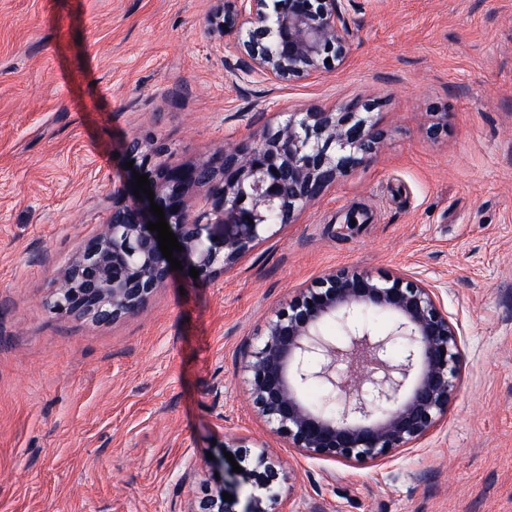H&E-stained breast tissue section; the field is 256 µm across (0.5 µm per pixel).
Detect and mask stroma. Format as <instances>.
I'll list each match as a JSON object with an SVG mask.
<instances>
[{
	"instance_id": "35a3bbf8",
	"label": "stroma",
	"mask_w": 512,
	"mask_h": 512,
	"mask_svg": "<svg viewBox=\"0 0 512 512\" xmlns=\"http://www.w3.org/2000/svg\"><path fill=\"white\" fill-rule=\"evenodd\" d=\"M213 5L0 0V512H191L217 475L242 504L258 488L222 460L242 437L285 512H512V0H354L346 62L280 82L215 46ZM353 102L374 158L223 274L173 271L106 326L50 312L132 138L197 164ZM330 270L424 282L459 327L447 413L378 461L304 454L252 404L245 352Z\"/></svg>"
}]
</instances>
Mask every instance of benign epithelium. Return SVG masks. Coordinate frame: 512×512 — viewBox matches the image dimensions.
I'll list each match as a JSON object with an SVG mask.
<instances>
[{
  "mask_svg": "<svg viewBox=\"0 0 512 512\" xmlns=\"http://www.w3.org/2000/svg\"><path fill=\"white\" fill-rule=\"evenodd\" d=\"M208 34L232 39L243 71L267 80L304 78L342 63L353 18L351 0H214ZM276 126L249 140L224 141L206 162L172 167L160 161L162 145H127L148 175L154 202L164 210L182 246L185 266L212 278L235 262L270 225L291 222L329 186L372 159L382 136L370 106L351 103L338 112L318 108L281 113ZM212 201L192 217L188 195ZM146 194L112 190V213L86 240L54 281L51 310L98 325L137 313L171 273L159 249ZM365 312L386 313L384 333L358 321ZM339 321L346 334L324 332ZM461 361L458 328L436 289L399 275L331 271L300 292L289 310L267 324L263 343L245 354L251 396L259 414L292 447L338 460H380L423 438L448 411ZM309 385L326 392L319 409L303 396ZM252 475L270 489L274 466L265 453ZM215 482L195 512H236ZM249 498L242 512H277L278 496Z\"/></svg>",
  "mask_w": 512,
  "mask_h": 512,
  "instance_id": "benign-epithelium-1",
  "label": "benign epithelium"
}]
</instances>
